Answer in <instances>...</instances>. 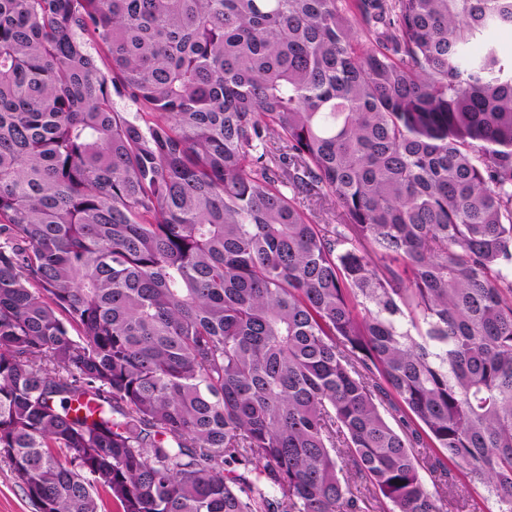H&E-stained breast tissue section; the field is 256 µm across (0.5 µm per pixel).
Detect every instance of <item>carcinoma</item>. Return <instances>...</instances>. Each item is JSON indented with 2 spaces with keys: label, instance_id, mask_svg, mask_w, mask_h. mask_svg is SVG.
Instances as JSON below:
<instances>
[{
  "label": "carcinoma",
  "instance_id": "obj_1",
  "mask_svg": "<svg viewBox=\"0 0 512 512\" xmlns=\"http://www.w3.org/2000/svg\"><path fill=\"white\" fill-rule=\"evenodd\" d=\"M505 26L0 0V459L39 512H444L458 473L512 512ZM301 202L307 213L312 214V219L316 224L340 223V209L333 201L319 203L303 198Z\"/></svg>",
  "mask_w": 512,
  "mask_h": 512
}]
</instances>
